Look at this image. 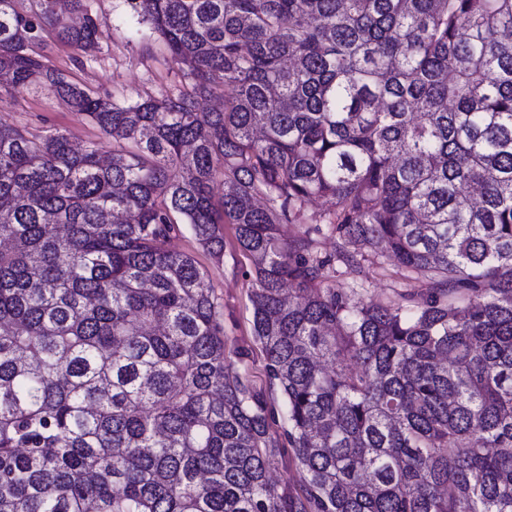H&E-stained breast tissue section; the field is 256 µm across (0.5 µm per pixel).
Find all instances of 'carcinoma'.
Here are the masks:
<instances>
[{"mask_svg": "<svg viewBox=\"0 0 512 512\" xmlns=\"http://www.w3.org/2000/svg\"><path fill=\"white\" fill-rule=\"evenodd\" d=\"M19 2L0 91L48 87L113 149L0 124V512H512V0H127L186 66L127 104L35 50L95 45L93 0ZM313 198L324 259L279 233ZM181 224L253 261L286 453ZM386 255L419 290L322 280Z\"/></svg>", "mask_w": 512, "mask_h": 512, "instance_id": "carcinoma-1", "label": "carcinoma"}]
</instances>
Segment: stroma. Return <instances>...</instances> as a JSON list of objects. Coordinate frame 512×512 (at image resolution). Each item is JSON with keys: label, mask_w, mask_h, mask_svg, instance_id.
<instances>
[{"label": "stroma", "mask_w": 512, "mask_h": 512, "mask_svg": "<svg viewBox=\"0 0 512 512\" xmlns=\"http://www.w3.org/2000/svg\"><path fill=\"white\" fill-rule=\"evenodd\" d=\"M94 9L106 21L97 43L77 51L59 42H49L45 53L52 69L87 90L123 104L140 98L159 99L175 91L184 66L151 33L148 25L132 19L125 0H94ZM0 122L23 126L37 135L53 129L64 131L71 143L97 142L111 152L112 142L82 114L45 87H31L0 95ZM171 249L192 255L207 272L224 311V344L233 371L252 385L265 389L270 402L280 405V394L270 389L263 355L253 338V309L248 294L254 285L250 257L240 248L234 225L224 227V259L213 260L197 244L190 225H182L169 242ZM328 283L340 289L362 288L364 298L387 301L410 289L393 258L366 266L363 275L351 274L342 265L326 267Z\"/></svg>", "instance_id": "35a3bbf8"}]
</instances>
